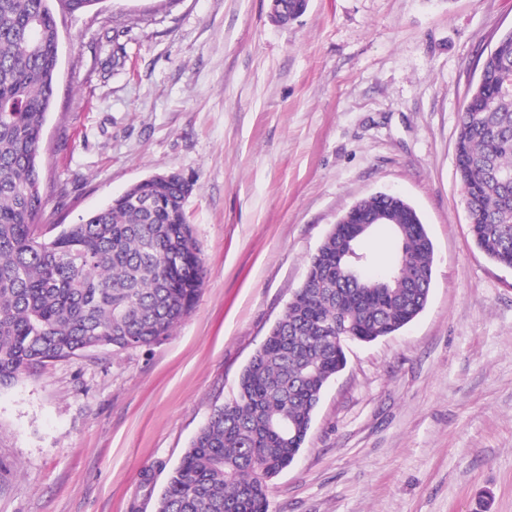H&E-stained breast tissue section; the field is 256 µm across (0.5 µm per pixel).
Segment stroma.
<instances>
[{"label": "stroma", "instance_id": "obj_1", "mask_svg": "<svg viewBox=\"0 0 512 512\" xmlns=\"http://www.w3.org/2000/svg\"><path fill=\"white\" fill-rule=\"evenodd\" d=\"M100 0L56 11L42 178L71 224L161 172L206 269L159 343L93 348L0 391V512H156L170 471L355 201L382 191L435 248L429 300L345 345L269 512H512V269L474 244L453 158L512 0ZM126 27L113 70L104 30Z\"/></svg>", "mask_w": 512, "mask_h": 512}]
</instances>
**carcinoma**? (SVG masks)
<instances>
[{"label": "carcinoma", "instance_id": "obj_1", "mask_svg": "<svg viewBox=\"0 0 512 512\" xmlns=\"http://www.w3.org/2000/svg\"><path fill=\"white\" fill-rule=\"evenodd\" d=\"M100 0H0V389L90 348L128 350L169 336L192 311L204 262L184 204L193 184L157 174L106 207L42 224V132L54 95L55 6ZM512 32L484 58L458 114L455 167L470 233L492 262L512 260ZM353 209L391 213L395 276L371 279L361 242L336 224L304 282L243 369L234 399L213 410L171 472L158 512H268L270 482L305 444L325 384L346 365L342 341L371 342L425 307L434 246L417 211L383 192Z\"/></svg>", "mask_w": 512, "mask_h": 512}]
</instances>
